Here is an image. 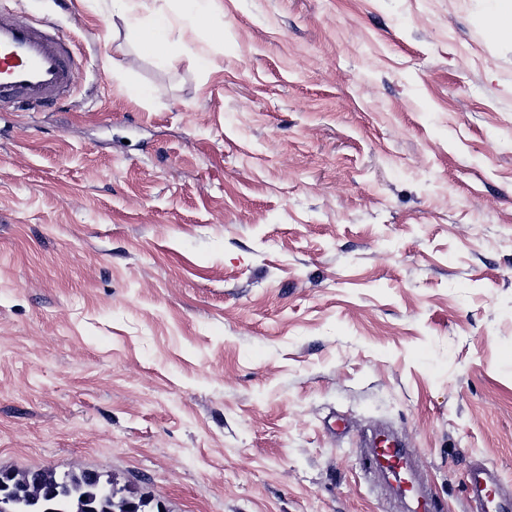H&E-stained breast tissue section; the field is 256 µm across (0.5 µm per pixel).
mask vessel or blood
Listing matches in <instances>:
<instances>
[{
    "label": "vessel or blood",
    "instance_id": "1",
    "mask_svg": "<svg viewBox=\"0 0 512 512\" xmlns=\"http://www.w3.org/2000/svg\"><path fill=\"white\" fill-rule=\"evenodd\" d=\"M78 80L66 38L48 23H34L0 11V111L21 103L30 108L61 101ZM405 450L393 437L380 439L369 459L404 478ZM471 512H512V495L498 487L499 474L485 463L465 478Z\"/></svg>",
    "mask_w": 512,
    "mask_h": 512
}]
</instances>
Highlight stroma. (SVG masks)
I'll list each match as a JSON object with an SVG mask.
<instances>
[{
	"label": "stroma",
	"mask_w": 512,
	"mask_h": 512,
	"mask_svg": "<svg viewBox=\"0 0 512 512\" xmlns=\"http://www.w3.org/2000/svg\"><path fill=\"white\" fill-rule=\"evenodd\" d=\"M78 46L0 112V470L161 512H438L512 492V40L488 0H179L168 64L112 0H0ZM150 88L131 97L126 85ZM182 11L190 15L192 29L202 43L214 46L224 42V30L212 23V0H181ZM369 455V460L375 466L385 467L400 481H407L405 476L404 458L405 450L395 437L380 439ZM470 512H511L512 495L498 488L499 474L483 462L472 465L465 478Z\"/></svg>",
	"instance_id": "35a3bbf8"
}]
</instances>
